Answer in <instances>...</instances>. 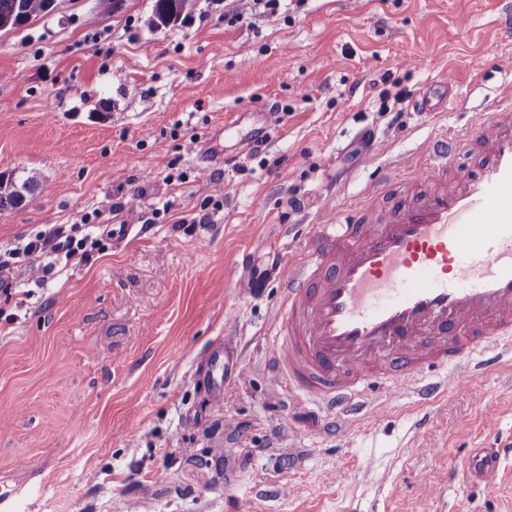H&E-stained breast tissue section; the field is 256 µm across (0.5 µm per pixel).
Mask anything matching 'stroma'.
Wrapping results in <instances>:
<instances>
[{
    "mask_svg": "<svg viewBox=\"0 0 512 512\" xmlns=\"http://www.w3.org/2000/svg\"><path fill=\"white\" fill-rule=\"evenodd\" d=\"M153 4L55 0L0 30V172L42 175L0 211V483L17 512H512V456L493 485L466 475L512 436V353L425 425L406 391L333 432L269 381L277 282L236 284L242 257L289 259L430 138L467 131L454 161L474 160L512 84V0H236L235 24L191 0L159 28ZM385 73L410 95L383 112ZM449 92L455 111H415ZM49 224L97 247L37 280L16 249ZM219 339L239 369L217 401L197 360Z\"/></svg>",
    "mask_w": 512,
    "mask_h": 512,
    "instance_id": "35a3bbf8",
    "label": "stroma"
}]
</instances>
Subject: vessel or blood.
I'll return each mask as SVG.
<instances>
[{"label": "vessel or blood", "mask_w": 512, "mask_h": 512, "mask_svg": "<svg viewBox=\"0 0 512 512\" xmlns=\"http://www.w3.org/2000/svg\"><path fill=\"white\" fill-rule=\"evenodd\" d=\"M474 171L449 165L461 134L433 138L424 160L371 197L317 225L279 276L271 378L332 422L358 415L370 392L412 390L432 403L473 383L512 350V93L479 123ZM203 367L215 394L231 369L223 345ZM452 368L453 378L427 370ZM501 451L469 462L492 482Z\"/></svg>", "instance_id": "1"}]
</instances>
